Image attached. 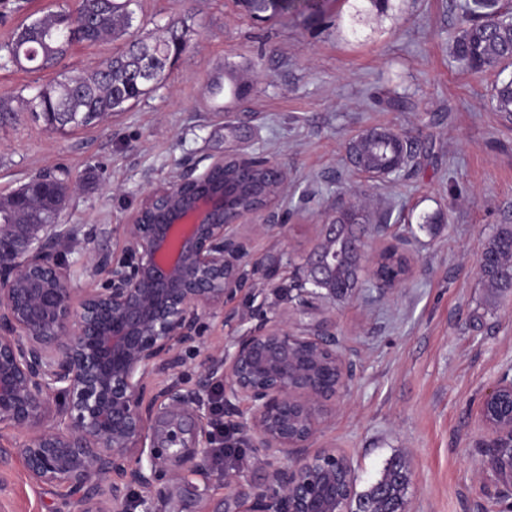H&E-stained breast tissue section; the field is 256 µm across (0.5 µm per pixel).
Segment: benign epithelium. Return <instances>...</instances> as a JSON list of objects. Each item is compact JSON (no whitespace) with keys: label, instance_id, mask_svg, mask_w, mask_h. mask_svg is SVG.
<instances>
[{"label":"benign epithelium","instance_id":"obj_1","mask_svg":"<svg viewBox=\"0 0 512 512\" xmlns=\"http://www.w3.org/2000/svg\"><path fill=\"white\" fill-rule=\"evenodd\" d=\"M256 159L232 150L214 157L200 174L151 193L120 225L125 245L112 256L86 257L82 270L106 274V285L73 302L74 274L65 250L76 239L72 224H0V427L19 431L31 478L73 495L72 512H154V454L162 448L184 468L204 465L213 447L206 429L205 395L224 388V405L250 432L249 446L264 450L261 487L227 476L247 512H348L353 474L345 456L323 448L284 468L280 456L308 448L326 427L352 373V363L328 332L327 322L302 326L275 316L235 338L233 351L209 355L190 390L160 385L155 375L199 340V318L224 316L226 299L243 291L248 244L240 228L274 226V202L286 173L272 179L278 194L248 170ZM339 225H323L304 259L306 279L333 285L336 254L326 250ZM358 269L375 282L398 287L413 272L385 280L375 248L352 241ZM512 376L502 375L485 396L480 421L490 435L487 481L512 492ZM154 424H149L154 410Z\"/></svg>","mask_w":512,"mask_h":512}]
</instances>
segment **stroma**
Segmentation results:
<instances>
[{"mask_svg":"<svg viewBox=\"0 0 512 512\" xmlns=\"http://www.w3.org/2000/svg\"><path fill=\"white\" fill-rule=\"evenodd\" d=\"M464 0H325L322 14L297 8L258 23L238 0H138L135 28L155 35L174 24L185 50L164 81L128 110L83 130L51 133L31 113L0 128V196L44 171L78 187L63 213L78 236L67 258L118 253L120 232L157 188L199 174L234 149L285 169L288 185L274 206L277 226L249 242L248 263L302 262L337 207L360 201L378 221L371 240L397 243L414 261L399 287L365 284L351 296L310 297L301 321L325 319L354 363L336 414L312 442L353 463L366 490L394 456L412 470L405 512H512V497L478 478L489 439L481 403L512 365V290L489 295L477 262L500 224H512V119L494 112L496 72L471 74L451 55ZM75 0H0V100L30 98L62 73H89L123 47L103 40L73 45L57 66L14 67L3 49L17 27ZM242 66L251 91L230 111L211 107L208 83L225 65ZM409 132L415 158L394 181H372L348 162L360 129ZM288 275L256 299L224 305L223 318L201 317V340L158 378L192 387L210 347L276 314L291 313ZM17 438L0 432V512H70L66 488L35 483ZM256 451L217 469L179 468L163 460L153 489L155 512H244L226 475L262 485Z\"/></svg>","mask_w":512,"mask_h":512,"instance_id":"obj_1","label":"stroma"}]
</instances>
